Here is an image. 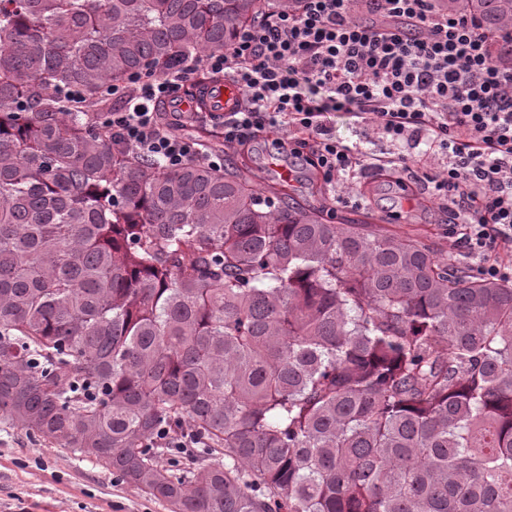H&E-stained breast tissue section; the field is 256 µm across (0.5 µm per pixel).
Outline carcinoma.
Here are the masks:
<instances>
[{"instance_id": "carcinoma-1", "label": "carcinoma", "mask_w": 512, "mask_h": 512, "mask_svg": "<svg viewBox=\"0 0 512 512\" xmlns=\"http://www.w3.org/2000/svg\"><path fill=\"white\" fill-rule=\"evenodd\" d=\"M297 3L0 0V419L172 512H512V282L112 143L104 85Z\"/></svg>"}]
</instances>
